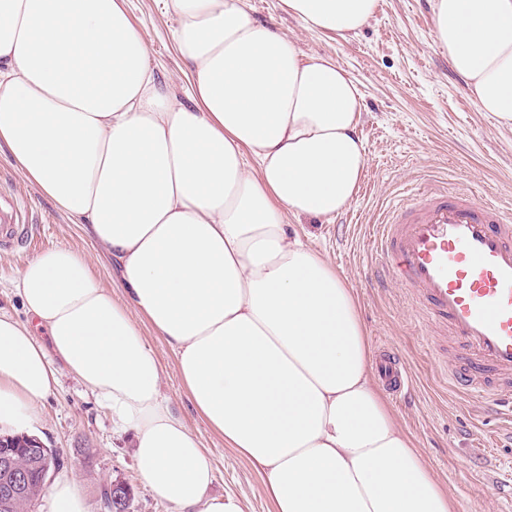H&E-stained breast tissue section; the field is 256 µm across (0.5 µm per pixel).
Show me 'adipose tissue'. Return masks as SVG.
<instances>
[{
  "mask_svg": "<svg viewBox=\"0 0 512 512\" xmlns=\"http://www.w3.org/2000/svg\"><path fill=\"white\" fill-rule=\"evenodd\" d=\"M357 35L378 0H282ZM189 94L150 64L128 0H0V147L121 270L123 300L66 246L16 289L47 328L0 313V430H25L66 369L130 436L172 512H245L162 390L141 333L175 352L200 417L250 463L273 512H454L375 383L353 288L290 233L354 200L363 94L246 0H161ZM434 42L512 131V0H433Z\"/></svg>",
  "mask_w": 512,
  "mask_h": 512,
  "instance_id": "1",
  "label": "adipose tissue"
}]
</instances>
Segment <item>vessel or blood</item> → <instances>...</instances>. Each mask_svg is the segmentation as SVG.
<instances>
[{
    "mask_svg": "<svg viewBox=\"0 0 512 512\" xmlns=\"http://www.w3.org/2000/svg\"><path fill=\"white\" fill-rule=\"evenodd\" d=\"M24 211L0 194V247L27 241ZM374 242L416 315L445 325L459 345L449 389L512 416V210L429 184L418 196H394ZM380 374L392 391L409 387L391 350Z\"/></svg>",
    "mask_w": 512,
    "mask_h": 512,
    "instance_id": "b4317fda",
    "label": "vessel or blood"
}]
</instances>
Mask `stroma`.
Listing matches in <instances>:
<instances>
[{"instance_id":"1","label":"stroma","mask_w":512,"mask_h":512,"mask_svg":"<svg viewBox=\"0 0 512 512\" xmlns=\"http://www.w3.org/2000/svg\"><path fill=\"white\" fill-rule=\"evenodd\" d=\"M128 7L149 37L153 68L180 79L185 63L173 49L172 19L158 0H128ZM248 8L256 21L288 33L303 53L336 59L363 94L360 134L368 165L355 201L328 220L292 219V229L354 289L372 353L389 345L409 373V392H389L385 399L455 512H512V425L478 398L462 399L448 390L441 369L456 359L453 340L441 328L415 320L400 286L378 277L374 249L376 223L402 185L433 175L476 196L512 203V132L480 111L435 45L432 0H379L373 19L348 39L306 30L281 0H248ZM0 189L26 200V220L37 228L31 250L0 248L1 312L27 320L14 282L33 255L57 245L89 256L94 280L122 298L111 257L26 180L3 147ZM140 329L162 364V389L172 409L212 464L211 494L230 491L243 499L247 512H273L251 465L226 448L223 436L195 410L171 348L148 323ZM38 416L37 437L45 447L63 450V467L81 483L90 512H102V490L115 481L131 489L130 512H171L138 474L129 437L114 431L110 413L69 373L60 372Z\"/></svg>"}]
</instances>
